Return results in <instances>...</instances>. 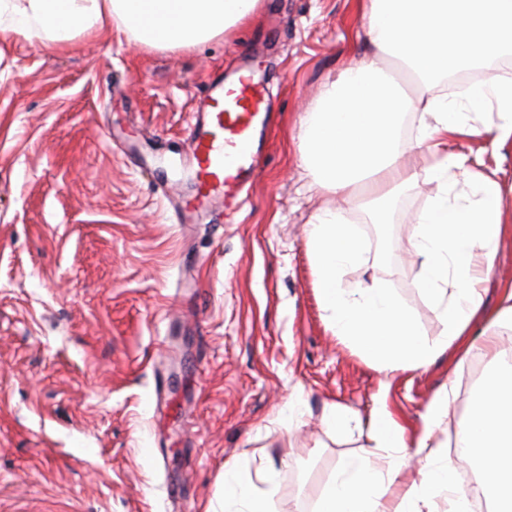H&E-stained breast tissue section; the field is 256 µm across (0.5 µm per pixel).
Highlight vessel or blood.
I'll use <instances>...</instances> for the list:
<instances>
[{"label": "vessel or blood", "instance_id": "vessel-or-blood-1", "mask_svg": "<svg viewBox=\"0 0 512 512\" xmlns=\"http://www.w3.org/2000/svg\"><path fill=\"white\" fill-rule=\"evenodd\" d=\"M260 85L252 75L210 77L196 103V122L181 152L188 186L168 181L178 194V223L206 219L220 224L224 207L251 186L264 150V133L273 122Z\"/></svg>", "mask_w": 512, "mask_h": 512}]
</instances>
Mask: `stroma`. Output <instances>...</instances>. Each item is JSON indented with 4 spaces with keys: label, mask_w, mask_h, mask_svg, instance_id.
I'll list each match as a JSON object with an SVG mask.
<instances>
[{
    "label": "stroma",
    "mask_w": 512,
    "mask_h": 512,
    "mask_svg": "<svg viewBox=\"0 0 512 512\" xmlns=\"http://www.w3.org/2000/svg\"><path fill=\"white\" fill-rule=\"evenodd\" d=\"M364 46L356 0H262L236 35L154 49L109 26L48 47L0 31V512H209L224 464L277 471L279 512H311L338 465L370 446L323 424L335 403H382L408 433L455 383L466 413L488 359L445 355L388 376L328 328L305 247L323 199L295 136L304 111ZM265 77L277 124L224 222L180 224L155 156L174 158L216 72ZM483 152L512 212V145ZM426 172L388 229L344 212L365 252L342 285L380 282L433 342L446 324L418 288L413 222ZM303 423L283 411L295 390Z\"/></svg>",
    "instance_id": "obj_1"
}]
</instances>
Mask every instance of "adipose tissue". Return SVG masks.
Listing matches in <instances>:
<instances>
[{
    "mask_svg": "<svg viewBox=\"0 0 512 512\" xmlns=\"http://www.w3.org/2000/svg\"><path fill=\"white\" fill-rule=\"evenodd\" d=\"M260 0H0V31L53 45L76 35L124 27L150 48H190L234 35L258 12ZM365 41L361 56L326 84L297 133L300 159L325 205L311 218L305 246L321 309L333 336L369 365L393 374L434 364L449 350L479 351L493 368L474 392L463 417H454V385L438 390L418 434L385 405L368 421L331 404L324 423L345 436L365 426L372 447L345 458L313 512H472L439 434L476 465L483 497L497 512H512V363L500 337L512 331V289L494 310L484 293L506 230L500 182L473 171L449 141L492 135L495 147L512 141V77L475 83L454 97L435 95L439 77L483 67L512 55V0H358ZM400 70L416 90L409 96L388 74ZM494 109V132L477 116ZM421 113L417 150L403 158L395 146L405 113ZM437 185L417 217L410 246L421 259L419 289L446 329L421 340L409 311L390 289L374 283L346 288L342 275L359 264L363 247L345 207L359 196L382 206L417 170ZM276 472L249 482L237 462L224 465V512H277Z\"/></svg>",
    "mask_w": 512,
    "mask_h": 512,
    "instance_id": "1",
    "label": "adipose tissue"
}]
</instances>
